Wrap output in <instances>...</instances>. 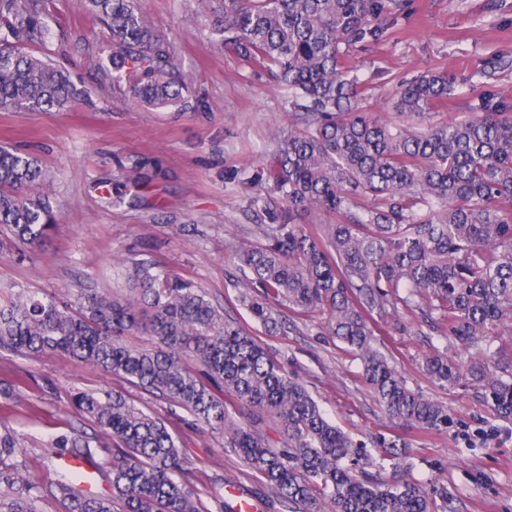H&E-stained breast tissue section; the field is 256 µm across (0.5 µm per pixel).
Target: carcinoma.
Returning <instances> with one entry per match:
<instances>
[{"mask_svg": "<svg viewBox=\"0 0 512 512\" xmlns=\"http://www.w3.org/2000/svg\"><path fill=\"white\" fill-rule=\"evenodd\" d=\"M219 2L214 31L224 47L271 73L309 117L276 137L273 163L252 180L273 182L282 206L265 241L234 256L251 317L272 333L283 308L318 316L319 328L361 361L386 414L419 432L448 428V409L408 384L376 336L390 326L450 336L467 357L435 347L423 373L442 387L470 376L512 420V358L493 346L512 335V104L489 93L457 120L435 123L453 79L432 71L400 83L394 108L403 122L368 116L346 60L385 36L403 0ZM85 3L112 33L113 82L136 78L134 95L147 107L187 102L192 83L174 73L141 0ZM45 30L40 0H0V110L45 111L85 94L24 47ZM45 178L35 158L0 146V233L20 250L44 243L56 222L46 200L23 195ZM365 195L377 203L362 205ZM311 208L344 221L307 229L299 216ZM128 281L124 294L82 292L75 305L25 289L0 293V350L67 354L164 398L196 428L224 432V447L260 478L243 491L253 512H446L447 491L369 472L400 467L403 439L380 434L366 443L333 424L299 377L224 318L206 289L157 260L130 262ZM135 334L151 345L124 342ZM71 404L112 440V466L101 471L110 493L85 489L77 474L46 487L23 473L13 459L24 444L3 426L0 512H40L48 496L69 512H201L181 437L161 417L117 391L77 390ZM53 447L94 463L92 440L78 429ZM209 497L217 512H239L224 488Z\"/></svg>", "mask_w": 512, "mask_h": 512, "instance_id": "obj_1", "label": "carcinoma"}]
</instances>
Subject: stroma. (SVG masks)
<instances>
[{"label": "stroma", "instance_id": "35a3bbf8", "mask_svg": "<svg viewBox=\"0 0 512 512\" xmlns=\"http://www.w3.org/2000/svg\"><path fill=\"white\" fill-rule=\"evenodd\" d=\"M164 33L179 70L194 93L179 108L151 109L128 82L113 84L101 71L112 37L87 15L84 0H42L48 29L29 44L90 102H70L47 112L0 110V145L34 155L47 173L38 194L48 196L56 224L47 242L18 255L0 237V284L39 292L125 290L127 272L116 257L155 259L206 288L214 303L257 336L304 382L328 419L361 440L403 435L411 476L426 489L448 491V512H512V421L499 418L469 379L441 388L419 363L431 350L425 337L396 333L380 338V350L410 386L448 408V429L402 432L371 396L350 348L320 332L315 318L287 313L283 331L271 335L252 319L228 281L232 250L261 240L275 200L271 182L248 179L273 160V131L299 126L288 112V94L211 35L213 16L196 12L195 0H143ZM363 83L373 115H393L399 81L426 71L455 79L438 117L452 121L486 92L512 103V0H407L383 41L358 48L349 59ZM120 193V203L106 197ZM78 389L119 390L145 411L164 418L182 438L191 481L201 489L232 478L244 488L254 473L225 451L224 436L199 432L187 414L170 415L159 397L64 355L30 358L0 350V421L26 442L19 457L43 484L64 473L52 443L77 427L94 424L71 405Z\"/></svg>", "mask_w": 512, "mask_h": 512}]
</instances>
